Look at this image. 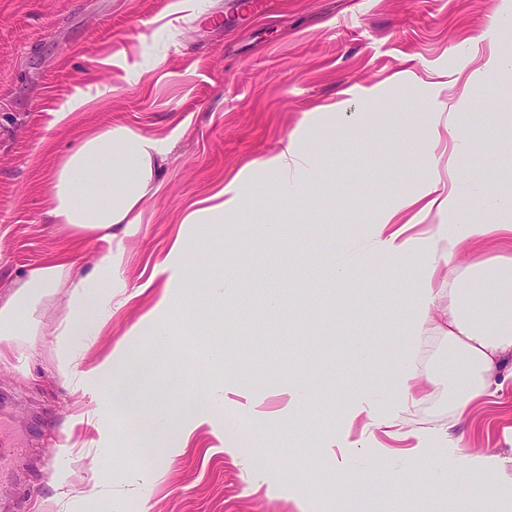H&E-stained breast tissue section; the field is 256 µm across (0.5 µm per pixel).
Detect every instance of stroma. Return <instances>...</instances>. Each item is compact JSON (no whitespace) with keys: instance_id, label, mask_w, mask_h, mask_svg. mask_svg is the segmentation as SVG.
Instances as JSON below:
<instances>
[{"instance_id":"1","label":"stroma","mask_w":512,"mask_h":512,"mask_svg":"<svg viewBox=\"0 0 512 512\" xmlns=\"http://www.w3.org/2000/svg\"><path fill=\"white\" fill-rule=\"evenodd\" d=\"M172 2L0 0V300L33 265L67 256L86 273L106 247L49 216L55 163L81 130L121 124L171 148L161 189L125 242L121 278L103 291L101 327L58 342L72 316L62 288L36 304L27 336L0 356V420L27 441L16 481L31 489L22 498L0 488V512H477L444 487L418 504L374 473L414 466L415 436L428 430L462 436L468 453L512 455L502 439L512 377L458 419L448 341L424 333L420 398L404 415V439L381 452L383 435L367 418H348L345 402L362 390L390 395L388 376L411 345L409 310L396 296L416 273L395 272L381 255L339 281L309 270L365 240L433 180L459 192L473 219L501 222L464 190L477 180L512 194V152L502 149L512 143V36L497 24L512 0H196L185 19L170 14ZM99 88L104 96L72 124L54 125L55 111ZM458 138L489 165L452 160ZM288 140L315 176L286 192L277 169L254 162ZM224 187L241 199L237 214L184 223L194 202ZM293 194L301 206L290 205ZM179 238L188 278L171 285L160 265ZM272 296L278 309L267 306ZM164 297L170 352L141 396L145 413L189 432L179 456L132 446L133 424L73 378L116 349L139 351ZM188 346L226 396L195 429L186 407L200 384ZM300 380L309 402L289 441L273 428L287 421L288 389ZM231 428L244 446L225 447ZM336 437L353 445L343 483ZM49 448L60 465L47 475ZM99 478L111 491L93 493Z\"/></svg>"}]
</instances>
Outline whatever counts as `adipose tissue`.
<instances>
[{
    "instance_id": "1",
    "label": "adipose tissue",
    "mask_w": 512,
    "mask_h": 512,
    "mask_svg": "<svg viewBox=\"0 0 512 512\" xmlns=\"http://www.w3.org/2000/svg\"><path fill=\"white\" fill-rule=\"evenodd\" d=\"M164 153V139L112 125L84 133L78 147L59 159L50 183L54 223L100 235L108 247L94 269L77 278L60 258L29 268L0 302V344L14 343L24 335L35 303L63 287L70 289L75 305L64 335L101 320L102 290L112 284L124 262L123 243L138 232L145 203L161 188L157 174ZM406 231L397 211H389L371 227L372 250L346 248L345 264L329 265L326 271L338 278L345 276L349 268L366 267L375 254L387 257L393 269H416L419 282L405 297L411 329L416 333L426 328L439 330L447 337L455 352L448 367L454 408L464 417L477 402L490 396L499 368L512 364V219L502 224H476L463 218L438 225L432 236L419 241ZM477 253L483 259L470 264L468 272L472 278L492 282L484 303H475L473 289L456 281L449 282L444 290L434 287L437 273ZM445 293L451 302L444 307L440 298ZM152 333L150 344L137 359H129L127 352L120 351L91 373L95 382L110 385L114 405L130 417L141 414L142 368L168 350L165 328H153ZM420 384L421 373L412 356H404L389 380L394 397L385 410H377L369 395L360 391L347 401L345 411L352 419L367 416L387 437H401L402 414L415 403ZM461 444V439L447 434L420 433L413 448L417 466L406 473L384 469L380 475L416 493L437 490L452 471L456 474L453 494L493 505L500 494V484L493 476L504 469L503 459L494 453L457 456ZM452 457L457 460L453 466L448 463Z\"/></svg>"
}]
</instances>
